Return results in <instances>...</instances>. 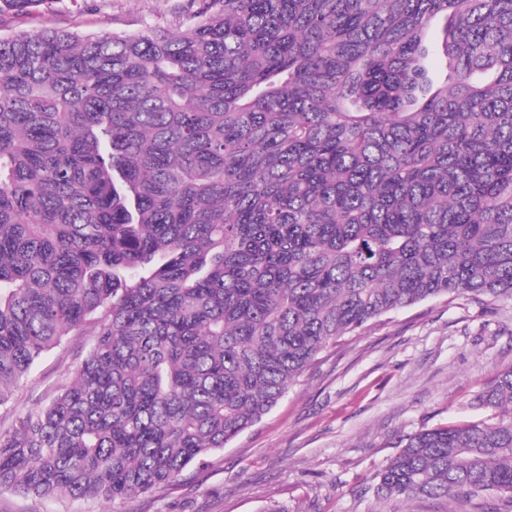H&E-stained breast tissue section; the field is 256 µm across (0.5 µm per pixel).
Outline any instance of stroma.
<instances>
[{"label": "stroma", "mask_w": 512, "mask_h": 512, "mask_svg": "<svg viewBox=\"0 0 512 512\" xmlns=\"http://www.w3.org/2000/svg\"><path fill=\"white\" fill-rule=\"evenodd\" d=\"M184 0H64L52 14L0 13V35L46 26L83 34L172 28ZM94 341L68 337L45 352L13 391L16 410L48 403ZM512 364V305L442 296L343 338L254 426L174 488L122 512H507L488 494L473 502L382 499L377 475L402 436L488 418L475 395ZM0 512H112L93 500L38 499L0 490Z\"/></svg>", "instance_id": "obj_1"}]
</instances>
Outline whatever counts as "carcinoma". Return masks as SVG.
<instances>
[{"mask_svg":"<svg viewBox=\"0 0 512 512\" xmlns=\"http://www.w3.org/2000/svg\"><path fill=\"white\" fill-rule=\"evenodd\" d=\"M183 15L0 37V409L44 352L96 336L0 432L1 489L171 487L366 323L512 302V0ZM475 405L496 420L406 436L377 495L512 501V365Z\"/></svg>","mask_w":512,"mask_h":512,"instance_id":"obj_1","label":"carcinoma"}]
</instances>
